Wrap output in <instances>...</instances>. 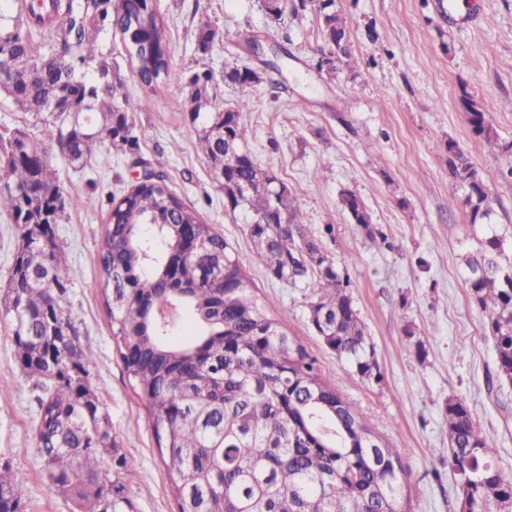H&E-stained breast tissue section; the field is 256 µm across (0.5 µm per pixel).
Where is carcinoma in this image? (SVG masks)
I'll use <instances>...</instances> for the list:
<instances>
[{
  "label": "carcinoma",
  "mask_w": 512,
  "mask_h": 512,
  "mask_svg": "<svg viewBox=\"0 0 512 512\" xmlns=\"http://www.w3.org/2000/svg\"><path fill=\"white\" fill-rule=\"evenodd\" d=\"M335 4L283 0L275 20L314 7L320 53L348 65V24ZM107 29L122 35L144 85L170 77L164 21L147 0L123 13L119 0H112L109 14L99 0H44L37 11L24 0H0V92L17 110L36 115L56 98L69 102L59 109L48 142L27 129L0 128V213L37 224L41 202L60 198V210L52 211L60 223L67 208L95 201L64 198L48 160L50 148L82 168L93 135L132 154L150 138L132 120L138 101L121 93L120 74L97 47L98 33ZM194 38V52L203 59L224 40V31L201 19ZM203 72L217 82L199 66L182 74L187 117L200 127L196 148L220 172L230 211L252 212L251 237L265 240L279 256L275 279H317L311 323L318 336L349 362L351 374L379 378L348 282L320 239L306 233L292 192L273 203L263 183L267 171L250 154L225 156L224 136L238 145L245 140L240 112L248 101L215 106L210 89L199 82ZM491 108L465 100L469 124L487 139L495 135L486 119ZM448 164L466 187L471 223H491L494 200L485 181L451 140ZM108 203L99 271L112 338L154 418L178 512H411L400 450L355 414L306 348L282 330L224 239L169 190L164 176L148 172ZM340 204L355 223L369 226L370 215L355 193L342 192ZM146 224L155 228L154 245L141 238ZM22 238L4 314L12 324L16 363L41 392L35 436L45 470L74 512H123L128 501L121 475L135 461L120 452L109 428L96 439L89 434L101 423L91 380L95 358L61 306L69 276L66 253L54 236L45 242ZM481 244L467 260V283L487 318L499 377L512 383V264L501 260L498 236ZM48 312L52 322L46 324ZM446 413L458 512H512V477L493 464L495 444L477 431L468 401L448 400ZM106 454L111 478L103 469ZM24 499L9 465H0V512H23Z\"/></svg>",
  "instance_id": "1"
}]
</instances>
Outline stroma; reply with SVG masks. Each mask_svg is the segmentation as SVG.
I'll return each mask as SVG.
<instances>
[{"label":"stroma","instance_id":"obj_1","mask_svg":"<svg viewBox=\"0 0 512 512\" xmlns=\"http://www.w3.org/2000/svg\"><path fill=\"white\" fill-rule=\"evenodd\" d=\"M448 0H336L349 23L353 59L336 72L318 71L319 18L309 11L273 23L260 0H156L168 24L174 79L145 90L120 33L98 43L138 100L136 124L149 140L137 155L96 144L89 166L50 162L67 196H90L93 208L68 210L56 236L70 272L61 299L84 347L95 356L96 398L123 453L138 466L123 483L134 512H177L153 434L154 418L131 388L112 340L99 277L108 196H122L145 172L163 174L168 187L197 210L247 268L260 300L283 330L317 359L343 398L389 445L399 448L405 492L413 512H457L448 464L449 398H466L479 432L497 446L495 461L512 474V383L497 377L486 318L470 297L466 261L485 235L497 233L512 262V0H463L472 26H458ZM210 17L224 41L207 68L258 66L245 39L264 45L289 34L281 74L241 88L221 85L217 106L248 99L241 114L243 148L263 168L295 189L306 228L332 257L375 350L380 379L352 376L310 319L312 279L271 277L252 241L251 213L228 210L211 162L196 150L180 73L196 60L194 28ZM491 103L496 133L476 134L464 98ZM456 142L483 175L495 200L491 223L474 224L462 203L463 184L448 167ZM363 201L371 216L362 228L342 211V191ZM332 234H325V225ZM0 462H9L26 488L25 512H72L43 469L35 431L38 393L15 361L12 325L0 314Z\"/></svg>","mask_w":512,"mask_h":512}]
</instances>
